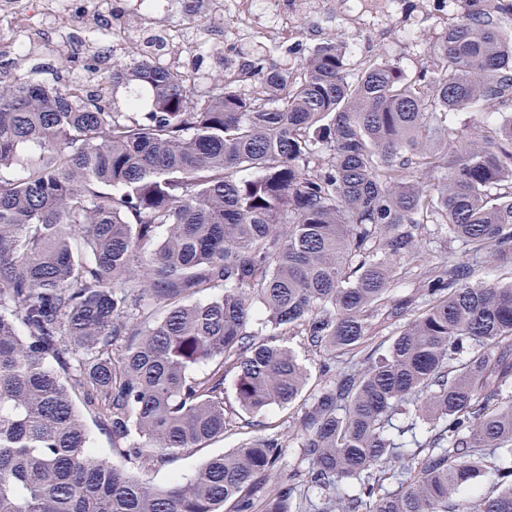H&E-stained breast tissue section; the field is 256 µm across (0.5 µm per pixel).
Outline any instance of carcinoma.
Wrapping results in <instances>:
<instances>
[{"label": "carcinoma", "instance_id": "obj_1", "mask_svg": "<svg viewBox=\"0 0 512 512\" xmlns=\"http://www.w3.org/2000/svg\"><path fill=\"white\" fill-rule=\"evenodd\" d=\"M474 2L412 76L351 78L324 38L210 90L113 58L99 82L149 86L148 112L0 86V512H512V0ZM430 224L463 254L423 264ZM487 257L511 276L479 278ZM292 336L320 367L288 432L166 486L96 454L85 413L143 469L255 427L307 384Z\"/></svg>", "mask_w": 512, "mask_h": 512}]
</instances>
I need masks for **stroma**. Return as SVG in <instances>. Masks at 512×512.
Instances as JSON below:
<instances>
[{
	"label": "stroma",
	"instance_id": "1",
	"mask_svg": "<svg viewBox=\"0 0 512 512\" xmlns=\"http://www.w3.org/2000/svg\"><path fill=\"white\" fill-rule=\"evenodd\" d=\"M112 5L132 22L142 13L162 24L174 21L187 26L207 11V0H195L190 8L184 0H151L146 11L140 0H112ZM467 8L466 0H224L223 17L205 22L193 33L186 66L208 84L241 58L257 53L277 68L292 71L304 61L307 50L333 36L349 47V73H357L364 60L379 56L399 63L412 75L427 61L430 46L449 21L459 19ZM110 12L94 4L85 8L68 36L75 57L90 56L88 34L111 45ZM286 40L300 43L301 52H282L279 44ZM32 44L33 53L15 57V72L39 82L53 81L55 52L40 39ZM239 440V435H228L208 448L177 455L150 469L147 477L155 485H167L173 477L191 475L209 456L231 450Z\"/></svg>",
	"mask_w": 512,
	"mask_h": 512
}]
</instances>
